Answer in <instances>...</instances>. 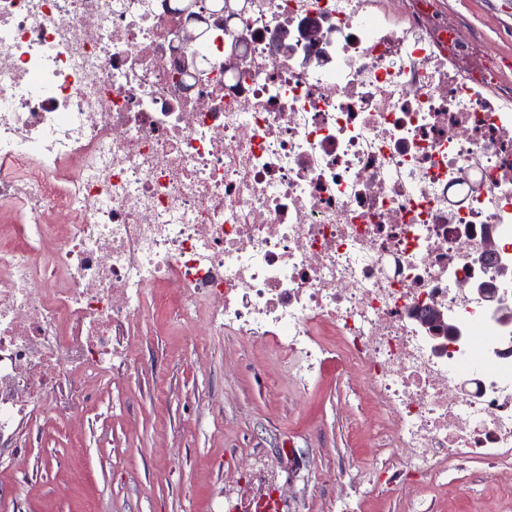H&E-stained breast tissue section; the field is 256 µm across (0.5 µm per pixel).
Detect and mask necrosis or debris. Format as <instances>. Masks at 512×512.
I'll list each match as a JSON object with an SVG mask.
<instances>
[{"label": "necrosis or debris", "mask_w": 512, "mask_h": 512, "mask_svg": "<svg viewBox=\"0 0 512 512\" xmlns=\"http://www.w3.org/2000/svg\"><path fill=\"white\" fill-rule=\"evenodd\" d=\"M178 8L0 0V447L75 419L146 311L202 309L310 375L335 337L395 422L384 491L512 469V281L475 289L512 269V55L445 0H249L199 81Z\"/></svg>", "instance_id": "4bbe7bcc"}]
</instances>
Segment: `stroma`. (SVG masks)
Instances as JSON below:
<instances>
[{
  "mask_svg": "<svg viewBox=\"0 0 512 512\" xmlns=\"http://www.w3.org/2000/svg\"><path fill=\"white\" fill-rule=\"evenodd\" d=\"M447 2L512 54V0ZM121 343L130 364L90 381L82 416L23 425L26 472L0 459V512H235L270 487L281 512H512V473L479 463L383 492L394 426L359 366L305 383L277 337L211 336L201 316L145 317Z\"/></svg>",
  "mask_w": 512,
  "mask_h": 512,
  "instance_id": "stroma-1",
  "label": "stroma"
}]
</instances>
